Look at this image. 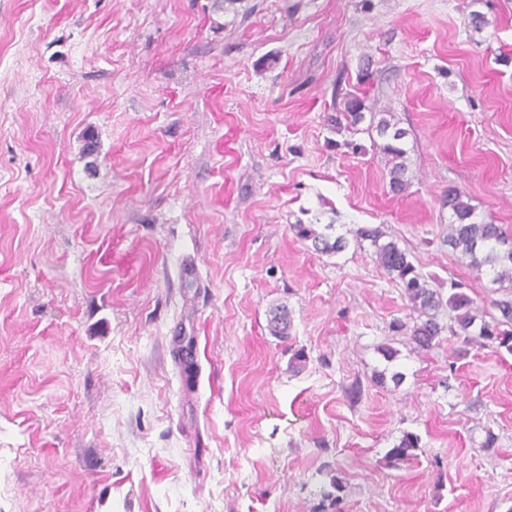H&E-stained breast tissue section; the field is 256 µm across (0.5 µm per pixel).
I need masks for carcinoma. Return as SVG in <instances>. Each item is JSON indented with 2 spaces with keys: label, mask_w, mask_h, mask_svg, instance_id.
Returning a JSON list of instances; mask_svg holds the SVG:
<instances>
[{
  "label": "carcinoma",
  "mask_w": 512,
  "mask_h": 512,
  "mask_svg": "<svg viewBox=\"0 0 512 512\" xmlns=\"http://www.w3.org/2000/svg\"><path fill=\"white\" fill-rule=\"evenodd\" d=\"M365 110L367 105L364 97L351 94L345 98L344 112L351 122L358 124L370 118V126L383 139L382 151L388 158L390 188L392 192L402 194L409 185L407 150L403 146L405 132L387 114L378 118L374 112L365 115ZM443 205L450 212L445 239L448 246L477 271L488 272L492 283L501 288L507 283L512 288V246L504 247V243L512 237L506 234L501 225L477 219L474 208L465 200L464 192L456 186H450L444 192ZM293 229L299 238L311 241L315 250L324 254H338L349 246V240L342 234H336L333 224H325L320 230L312 224H295ZM353 237L358 243L370 242L377 265L404 288L409 306L416 313V323L410 334L414 348L420 351L432 348L442 332L436 318L442 303L440 289L433 287L417 271L408 252L389 238L381 227L361 226L353 231ZM449 289L448 307L455 312L456 323V327L449 328L451 335L461 338L465 344L503 349L512 354V291L492 301L497 311L494 325L483 323L477 327L478 314L474 301L459 290L456 283H450ZM289 324L286 309L275 308L271 311L269 327L273 335L288 336ZM419 443L418 435L407 432L388 450L385 458L393 466L411 461L416 458Z\"/></svg>",
  "instance_id": "obj_1"
}]
</instances>
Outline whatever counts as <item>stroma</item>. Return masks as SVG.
<instances>
[{"mask_svg": "<svg viewBox=\"0 0 512 512\" xmlns=\"http://www.w3.org/2000/svg\"><path fill=\"white\" fill-rule=\"evenodd\" d=\"M450 186L512 234V0H0V512H512V354L444 305L413 350L370 245L293 229L381 227L489 315ZM370 126L375 128L378 137L383 139L382 151L388 158V177L389 185L395 194H402L409 185L407 177V150L403 146L405 132L397 127L393 121V116L387 118L386 112L375 123L377 112H370ZM316 225L294 224L293 229L300 239L311 240L315 250L324 254H338L349 246L344 235H336L335 224H324L321 231L314 227ZM420 438L418 435L407 432L388 450L385 455L388 463L397 466L400 463L408 462L416 458L415 451L419 448Z\"/></svg>", "mask_w": 512, "mask_h": 512, "instance_id": "stroma-1", "label": "stroma"}]
</instances>
